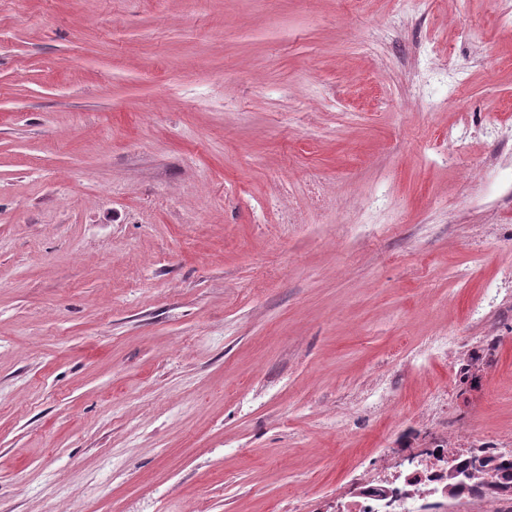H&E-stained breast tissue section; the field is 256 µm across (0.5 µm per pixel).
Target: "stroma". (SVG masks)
I'll return each mask as SVG.
<instances>
[{
	"instance_id": "obj_1",
	"label": "stroma",
	"mask_w": 512,
	"mask_h": 512,
	"mask_svg": "<svg viewBox=\"0 0 512 512\" xmlns=\"http://www.w3.org/2000/svg\"><path fill=\"white\" fill-rule=\"evenodd\" d=\"M421 9L0 0V512H332L512 450V0ZM405 485L407 484L403 483V485L399 487L389 485L387 481L377 482L376 485L370 486L365 490L354 512H382V504L390 498V493L394 492L396 488H399L401 491L408 489V486ZM378 489H384L386 491V497H381V495L377 493Z\"/></svg>"
}]
</instances>
